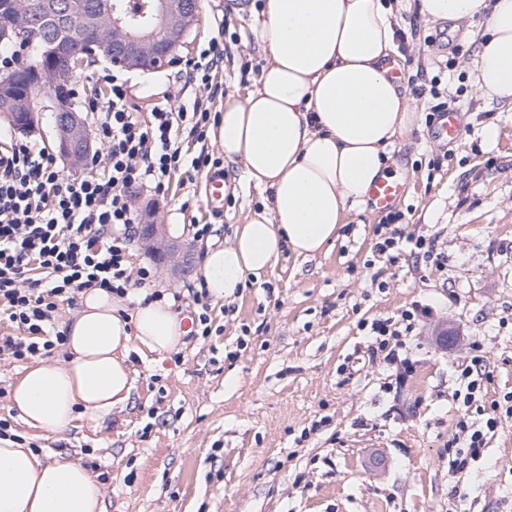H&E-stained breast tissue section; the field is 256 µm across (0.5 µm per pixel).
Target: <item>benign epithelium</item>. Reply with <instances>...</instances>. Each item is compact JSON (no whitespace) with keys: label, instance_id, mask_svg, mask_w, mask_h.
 <instances>
[{"label":"benign epithelium","instance_id":"7a95c632","mask_svg":"<svg viewBox=\"0 0 512 512\" xmlns=\"http://www.w3.org/2000/svg\"><path fill=\"white\" fill-rule=\"evenodd\" d=\"M152 15L162 37L140 31L116 0H99L97 13L77 19L60 9L54 0L43 7L44 19L58 33L54 41L39 45V58L32 68L0 79V110L12 127L25 131L38 124L45 112L57 117L56 134L60 155L73 167L81 166L94 149L87 120L55 88L76 76L89 57L101 56L127 70L149 71L177 58L188 46L191 33L200 27L201 0H153ZM0 41L28 36L38 18L19 0H7L0 11ZM141 242L152 254L174 267L190 261L194 245L167 239L162 224L141 227Z\"/></svg>","mask_w":512,"mask_h":512}]
</instances>
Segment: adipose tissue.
Segmentation results:
<instances>
[{"instance_id": "1", "label": "adipose tissue", "mask_w": 512, "mask_h": 512, "mask_svg": "<svg viewBox=\"0 0 512 512\" xmlns=\"http://www.w3.org/2000/svg\"><path fill=\"white\" fill-rule=\"evenodd\" d=\"M417 8L430 22L486 15L474 84L480 96L512 104V0H417ZM262 13L266 63L245 98L225 100L213 138L264 199L230 244L205 253L202 275L215 299L236 297L284 251L312 258L336 241L346 215L363 211L384 177L397 137L418 120L385 66L397 49L391 0H264ZM64 332L68 359L25 367L10 391L22 421L52 434L78 417L100 425L125 408L130 354L161 356L185 337L169 300L130 314L99 288L81 292ZM103 509L102 485L80 461L43 459L0 438V512Z\"/></svg>"}]
</instances>
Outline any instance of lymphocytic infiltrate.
<instances>
[{"label": "lymphocytic infiltrate", "mask_w": 512, "mask_h": 512, "mask_svg": "<svg viewBox=\"0 0 512 512\" xmlns=\"http://www.w3.org/2000/svg\"><path fill=\"white\" fill-rule=\"evenodd\" d=\"M103 81L106 103L85 102L107 146L105 156L92 161L96 174H63L51 153L26 138L0 146V315L20 331L19 337L0 339V355L22 360L51 354L64 341L50 333L54 312L82 290L100 288L122 298L138 287L147 290L148 300L162 299L152 267L135 268L129 261L136 217L128 191L142 185L161 191L173 173L218 164L205 150L186 157L176 133L181 127L205 140L212 117L208 103L159 108L143 123L125 84L113 74ZM486 378L480 354L459 373L465 411L456 427L467 447L454 461L460 470L482 455L503 416L512 415L511 405L502 411L476 406Z\"/></svg>", "instance_id": "1"}]
</instances>
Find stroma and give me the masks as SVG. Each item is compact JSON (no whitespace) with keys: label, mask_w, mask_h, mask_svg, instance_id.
<instances>
[{"label":"stroma","mask_w":512,"mask_h":512,"mask_svg":"<svg viewBox=\"0 0 512 512\" xmlns=\"http://www.w3.org/2000/svg\"><path fill=\"white\" fill-rule=\"evenodd\" d=\"M263 0H203L202 23L182 62L152 72L114 71L89 60L74 80L76 103L106 101L98 76L125 80L140 120L167 95L178 104L245 97L263 63L257 30ZM398 53L419 113L397 139L389 174L405 181L397 207L410 241L397 260L376 251L387 218L352 214L333 246L303 259L284 254L231 302L209 301L211 336L186 337L179 354L131 356V403L105 425L82 419L48 435L21 421L9 392L24 361L0 358V419L25 445L55 459L82 458L105 494L106 512H512V417L483 457L463 471L448 447L462 413L460 366L481 344L490 375L479 404L512 394V105L479 96L472 62L485 20L429 23L402 13ZM223 51L209 89L186 67L209 44ZM454 107L461 137L436 138L427 120ZM495 128L496 140L485 135ZM224 211L205 205L201 175L174 173L163 191L129 189L135 215L198 252L227 244L263 196L243 169L228 171ZM210 224L195 238L194 223ZM429 244V251L413 246ZM132 267L153 265L157 289L176 293L201 278L194 262L173 276L139 242ZM402 330L403 386L395 366L368 356V325ZM452 344L440 342L443 331Z\"/></svg>","instance_id":"1"}]
</instances>
